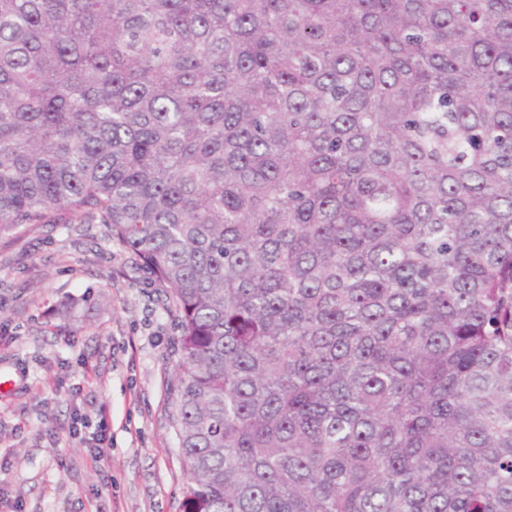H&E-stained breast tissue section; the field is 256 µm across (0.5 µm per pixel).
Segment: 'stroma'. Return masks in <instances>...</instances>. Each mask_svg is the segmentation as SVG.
<instances>
[{
    "instance_id": "35a3bbf8",
    "label": "stroma",
    "mask_w": 512,
    "mask_h": 512,
    "mask_svg": "<svg viewBox=\"0 0 512 512\" xmlns=\"http://www.w3.org/2000/svg\"><path fill=\"white\" fill-rule=\"evenodd\" d=\"M173 304L102 224H41L0 237V512H182L170 423ZM106 407L94 464L68 436L74 410Z\"/></svg>"
}]
</instances>
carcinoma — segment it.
Returning a JSON list of instances; mask_svg holds the SVG:
<instances>
[{
    "mask_svg": "<svg viewBox=\"0 0 512 512\" xmlns=\"http://www.w3.org/2000/svg\"><path fill=\"white\" fill-rule=\"evenodd\" d=\"M87 220L182 512H512V0H0V234Z\"/></svg>",
    "mask_w": 512,
    "mask_h": 512,
    "instance_id": "carcinoma-1",
    "label": "carcinoma"
}]
</instances>
